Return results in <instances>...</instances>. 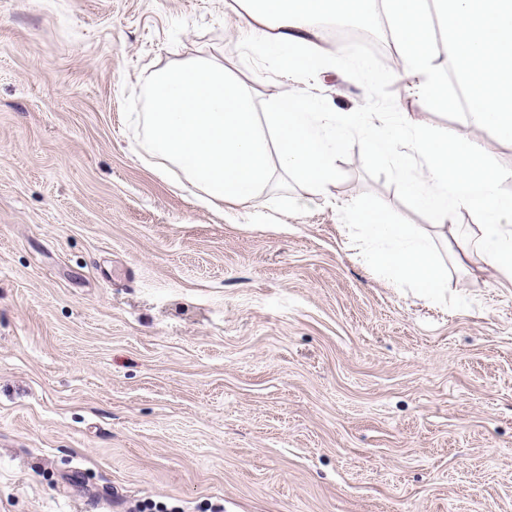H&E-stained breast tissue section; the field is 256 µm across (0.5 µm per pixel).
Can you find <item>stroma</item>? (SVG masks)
<instances>
[{
	"label": "stroma",
	"instance_id": "obj_1",
	"mask_svg": "<svg viewBox=\"0 0 512 512\" xmlns=\"http://www.w3.org/2000/svg\"><path fill=\"white\" fill-rule=\"evenodd\" d=\"M236 0H0V512H512V288L439 249L445 299L367 266L356 203L430 221L336 162L216 213L142 159L151 72L241 60ZM479 143L512 145L425 110ZM313 93L347 114L340 70Z\"/></svg>",
	"mask_w": 512,
	"mask_h": 512
}]
</instances>
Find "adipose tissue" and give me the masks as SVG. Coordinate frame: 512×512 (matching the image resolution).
Instances as JSON below:
<instances>
[{
    "label": "adipose tissue",
    "mask_w": 512,
    "mask_h": 512,
    "mask_svg": "<svg viewBox=\"0 0 512 512\" xmlns=\"http://www.w3.org/2000/svg\"><path fill=\"white\" fill-rule=\"evenodd\" d=\"M367 0H243L241 19L249 41L266 57H288L295 70L314 66L323 53L320 24L362 15ZM141 152L162 170L179 169L185 181L216 206L246 202L272 178L275 169L293 173L317 195H329L336 177V152L344 130L335 113L322 112L311 96L289 89L269 112H256L252 89L229 77L222 63L196 60L159 69L145 77ZM356 121L372 157L393 158L404 189L416 208L445 225L455 209L475 212L477 229L457 225L453 240L465 254L512 283V194L502 185L512 169L492 166L483 147L459 133L431 132L407 115L385 125L360 112ZM411 139L422 157L396 153ZM366 263L396 284H409L439 296L443 272L431 235L409 231L385 208H359Z\"/></svg>",
    "instance_id": "obj_1"
}]
</instances>
